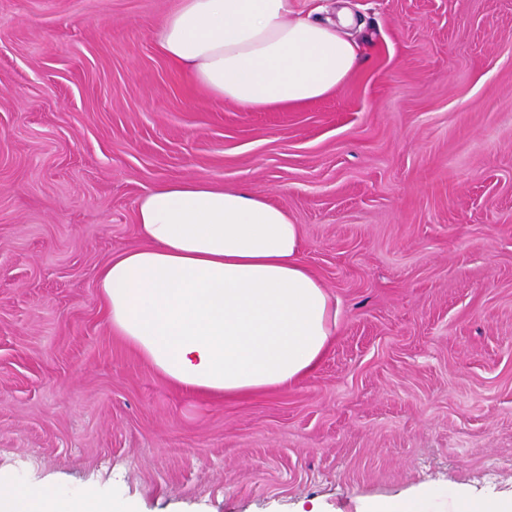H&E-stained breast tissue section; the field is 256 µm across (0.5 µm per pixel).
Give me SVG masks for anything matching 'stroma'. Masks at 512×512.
<instances>
[{
	"label": "stroma",
	"mask_w": 512,
	"mask_h": 512,
	"mask_svg": "<svg viewBox=\"0 0 512 512\" xmlns=\"http://www.w3.org/2000/svg\"><path fill=\"white\" fill-rule=\"evenodd\" d=\"M178 0H0V471L116 512L512 496V0L355 15L353 73L249 112L160 52ZM260 193L336 298L317 370L188 396L105 323L100 270L172 179Z\"/></svg>",
	"instance_id": "obj_1"
}]
</instances>
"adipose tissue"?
<instances>
[{"mask_svg":"<svg viewBox=\"0 0 512 512\" xmlns=\"http://www.w3.org/2000/svg\"><path fill=\"white\" fill-rule=\"evenodd\" d=\"M348 8L323 20L294 0H180L159 27L162 53L213 98L285 109L332 94L359 48ZM143 246L98 278L105 321L151 371L190 395L241 397L308 377L339 311L302 258V231L259 193L175 179L136 201ZM0 512H114L111 500L0 476Z\"/></svg>","mask_w":512,"mask_h":512,"instance_id":"adipose-tissue-1","label":"adipose tissue"}]
</instances>
